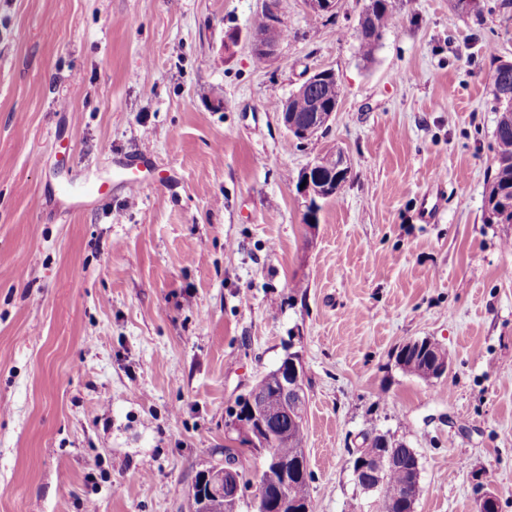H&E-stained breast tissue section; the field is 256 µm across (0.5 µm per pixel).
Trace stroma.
<instances>
[{
	"label": "stroma",
	"instance_id": "1",
	"mask_svg": "<svg viewBox=\"0 0 512 512\" xmlns=\"http://www.w3.org/2000/svg\"><path fill=\"white\" fill-rule=\"evenodd\" d=\"M364 4L277 0L260 65L264 0H0V512H190L289 352L313 512H371L349 463L369 429L419 455L414 512L484 489L512 512V224L484 204L512 0H400L368 59ZM324 67L338 109L302 143L278 112ZM337 151L349 178L305 223L299 175ZM143 154L132 195L119 163ZM88 180L108 194L66 212ZM424 337L441 379L395 363ZM266 6L263 13L256 16L253 21L252 28L255 33L252 36L251 47L253 53L262 54L268 61L273 60L278 56L279 46L282 41L281 31L283 29L280 18L276 11L275 0H265ZM268 21V28L267 27ZM265 30L264 32H262Z\"/></svg>",
	"mask_w": 512,
	"mask_h": 512
}]
</instances>
